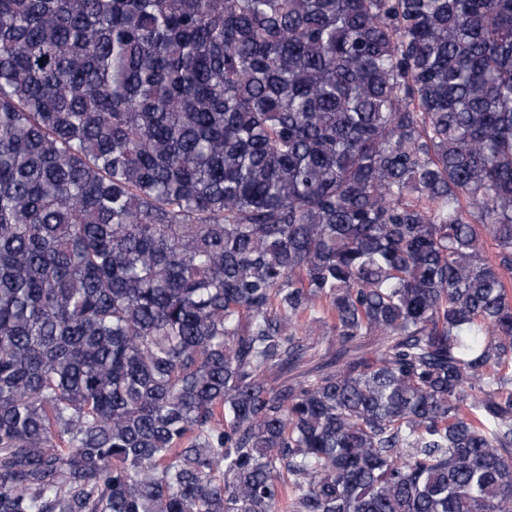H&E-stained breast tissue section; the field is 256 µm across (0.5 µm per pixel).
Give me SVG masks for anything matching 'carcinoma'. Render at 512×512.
I'll list each match as a JSON object with an SVG mask.
<instances>
[{
	"label": "carcinoma",
	"instance_id": "carcinoma-1",
	"mask_svg": "<svg viewBox=\"0 0 512 512\" xmlns=\"http://www.w3.org/2000/svg\"><path fill=\"white\" fill-rule=\"evenodd\" d=\"M507 273L512 0H0V512H512ZM313 329L316 332L315 336L323 335L326 336L324 341L318 346L319 355L321 356L320 362L322 363H334L336 361V366L340 357V346L336 341L335 333L331 332L329 328H325L324 326H314Z\"/></svg>",
	"mask_w": 512,
	"mask_h": 512
}]
</instances>
